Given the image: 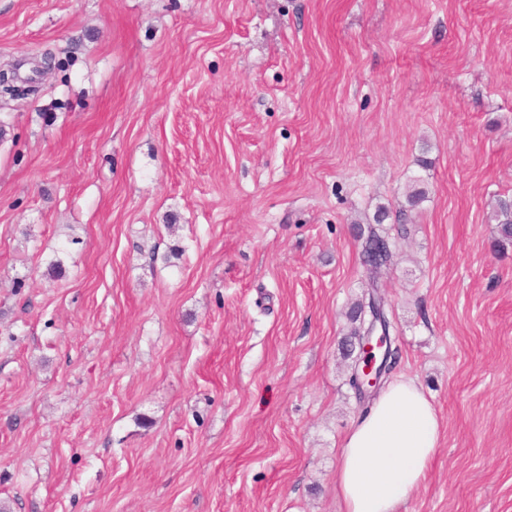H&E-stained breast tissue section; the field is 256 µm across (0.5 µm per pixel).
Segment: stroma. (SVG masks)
I'll return each mask as SVG.
<instances>
[{"label":"stroma","instance_id":"35a3bbf8","mask_svg":"<svg viewBox=\"0 0 512 512\" xmlns=\"http://www.w3.org/2000/svg\"><path fill=\"white\" fill-rule=\"evenodd\" d=\"M13 66L0 512H340L361 245L415 181L378 285L442 438L400 512H512V0H0ZM497 245L504 248L512 244V200H500L495 210Z\"/></svg>","mask_w":512,"mask_h":512}]
</instances>
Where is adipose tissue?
Wrapping results in <instances>:
<instances>
[{"instance_id":"1","label":"adipose tissue","mask_w":512,"mask_h":512,"mask_svg":"<svg viewBox=\"0 0 512 512\" xmlns=\"http://www.w3.org/2000/svg\"><path fill=\"white\" fill-rule=\"evenodd\" d=\"M441 428L414 379L389 382L341 441L336 495L343 512H399L425 481Z\"/></svg>"}]
</instances>
